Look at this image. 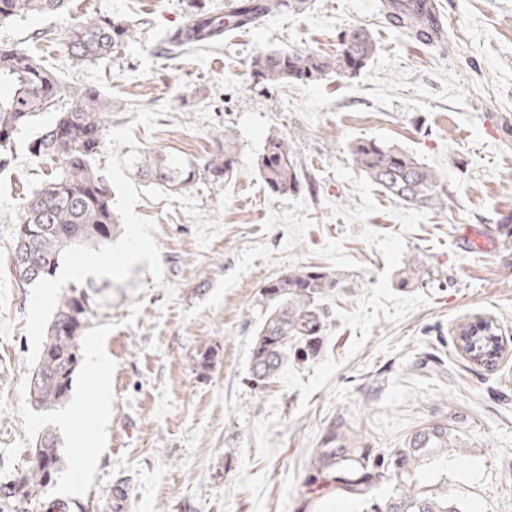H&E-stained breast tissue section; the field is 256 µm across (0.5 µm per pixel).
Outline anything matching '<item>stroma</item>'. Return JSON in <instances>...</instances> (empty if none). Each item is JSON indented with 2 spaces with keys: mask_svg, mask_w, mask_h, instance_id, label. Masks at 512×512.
I'll list each match as a JSON object with an SVG mask.
<instances>
[{
  "mask_svg": "<svg viewBox=\"0 0 512 512\" xmlns=\"http://www.w3.org/2000/svg\"><path fill=\"white\" fill-rule=\"evenodd\" d=\"M446 49L388 25L378 0H313L261 25L225 31L211 46L168 49L188 20L186 0H75L72 10L0 26V43L39 57L65 83L91 87L117 110L96 160L112 187L119 233L100 251H70L84 270L97 317L84 361L108 364L107 408L86 369L71 400L88 422L73 434L62 410L28 402L31 370L65 285L21 286L9 272L13 221L50 172L26 145L53 121L35 118L13 164L0 170V481L24 469L45 429L64 465L41 498L65 512H358L310 483L312 452L327 421L345 418L380 448L447 420L466 442L422 466L418 487L464 512H512V0H436ZM135 22L111 57L72 65L65 32L85 15ZM367 26L378 50L341 81L256 82L257 52L335 54L342 31ZM299 133L298 192L275 196L253 163L271 137ZM230 134L239 173L179 195L141 182L129 157L158 151L207 159ZM376 138L437 171L448 205L434 211L391 199L352 165L349 146ZM487 238L467 248L464 234ZM414 264L426 287H400ZM315 266L340 274L319 354L289 361L264 390L248 381L263 318L261 289ZM498 324L506 348L494 368L456 343L460 324ZM443 360L435 374L421 363ZM95 462L78 472L75 453Z\"/></svg>",
  "mask_w": 512,
  "mask_h": 512,
  "instance_id": "35a3bbf8",
  "label": "stroma"
}]
</instances>
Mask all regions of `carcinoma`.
<instances>
[{
    "instance_id": "obj_1",
    "label": "carcinoma",
    "mask_w": 512,
    "mask_h": 512,
    "mask_svg": "<svg viewBox=\"0 0 512 512\" xmlns=\"http://www.w3.org/2000/svg\"><path fill=\"white\" fill-rule=\"evenodd\" d=\"M420 0H380L379 14L408 37L431 47L445 45L434 16L418 7ZM69 0H0V24L19 18L61 13ZM309 0H238L228 15L211 11L191 13L187 24L166 35L178 45L207 46L219 40L226 26L254 27L281 13L304 12ZM128 22L110 16H89L64 36L63 50L74 65L105 58L133 37ZM334 55L314 51L264 50L251 57L252 73L262 82L278 85L293 81L321 82L349 78L374 57L377 43L365 28L342 33ZM57 115L27 146L40 160L57 159L58 166L20 206L14 221L11 263L16 280L29 286L47 279L65 252L76 248L97 250L112 241L117 224L112 212V190L94 164L105 146L107 124L112 122V98L88 87L63 85L29 51L0 44V169L14 160L15 136L42 112ZM298 136L272 137L255 160L254 168L274 194L299 188L300 170L293 143ZM352 164L391 197L410 206L442 209L448 190L439 175L414 155L375 138H361L349 147ZM142 180L180 195L202 180L221 183L239 171L237 153L229 135L218 141L205 161L173 159L145 152L129 159ZM35 233L29 235L25 228ZM340 280L319 267H302L266 281L262 298L265 317L252 341L251 385L262 390L279 374L288 355L309 358L324 342L327 315L322 297ZM96 312L88 293L77 287L62 289L48 325L28 386V400L39 411H52L69 397L82 360L81 339ZM459 347L479 365L491 366L501 347L490 320L460 326ZM453 449L465 452L460 432L441 420L423 427L399 448L364 444L343 419L322 428L315 449L311 482H329L360 504L361 512H462L448 497H433L416 488V471ZM31 465L0 482V512H30L38 505L55 512L58 504L39 501L40 493L63 465L58 436L44 431L30 449ZM390 482L386 495L376 492Z\"/></svg>"
}]
</instances>
